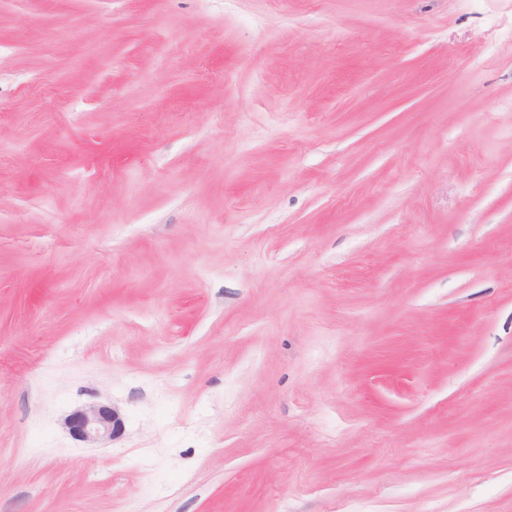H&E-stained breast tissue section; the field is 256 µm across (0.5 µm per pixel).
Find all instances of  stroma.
I'll return each instance as SVG.
<instances>
[{
	"mask_svg": "<svg viewBox=\"0 0 512 512\" xmlns=\"http://www.w3.org/2000/svg\"><path fill=\"white\" fill-rule=\"evenodd\" d=\"M0 512H512V0H0ZM63 424L75 440L87 444L113 441L121 436L124 429L120 412L101 404L77 408L64 418Z\"/></svg>",
	"mask_w": 512,
	"mask_h": 512,
	"instance_id": "35a3bbf8",
	"label": "stroma"
}]
</instances>
